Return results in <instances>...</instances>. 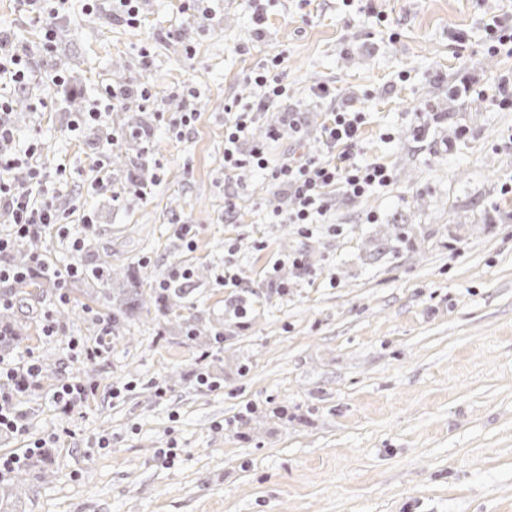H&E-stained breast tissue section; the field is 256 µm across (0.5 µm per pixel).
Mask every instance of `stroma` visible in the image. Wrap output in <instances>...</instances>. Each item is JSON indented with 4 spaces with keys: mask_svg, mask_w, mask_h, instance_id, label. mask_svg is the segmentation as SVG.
I'll use <instances>...</instances> for the list:
<instances>
[{
    "mask_svg": "<svg viewBox=\"0 0 512 512\" xmlns=\"http://www.w3.org/2000/svg\"><path fill=\"white\" fill-rule=\"evenodd\" d=\"M211 6L200 25L180 0H141L135 28L105 4L69 11L46 72L64 74L80 106L112 83L154 94L150 107L132 98L111 110L107 164L88 147L91 128L70 131L65 98L33 110L50 93L45 73L23 91L0 86L16 131L39 142L72 235L84 234V215L96 222L83 265L111 253L118 276L136 270L150 288L172 268L193 271L179 283L182 308L136 319L131 339L110 338L95 362L75 361L69 342L106 327L118 277L92 298L70 289L80 315L60 336L42 334L56 289L15 297L29 339L13 357L54 364L20 402L27 433L0 434V456L47 444L49 475L21 488V512H512V194L502 190L512 110L473 93L512 76V56L489 53L483 31L487 14H512V0H268L260 28L251 0ZM276 53L288 95L252 126L270 162L317 152L327 112L345 107L366 116L358 160L393 172L389 187L358 198L329 191L309 236L270 223L287 192L266 172L224 173V106L262 97L247 76ZM321 85L331 97L317 96ZM190 101L197 120L171 128ZM135 113L147 142L126 135ZM292 118L304 140L269 139ZM139 167L146 197L115 200ZM177 224L194 225L193 246ZM296 252L310 273L282 268L280 293L266 271ZM228 258L242 272L236 288L216 281ZM243 299L247 318H229ZM197 325L205 340H188ZM202 371L212 386L198 383ZM67 376L93 390L64 414L49 392ZM172 445L171 462L162 451Z\"/></svg>",
    "mask_w": 512,
    "mask_h": 512,
    "instance_id": "obj_1",
    "label": "stroma"
}]
</instances>
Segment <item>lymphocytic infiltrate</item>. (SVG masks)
<instances>
[{"instance_id": "obj_1", "label": "lymphocytic infiltrate", "mask_w": 512, "mask_h": 512, "mask_svg": "<svg viewBox=\"0 0 512 512\" xmlns=\"http://www.w3.org/2000/svg\"><path fill=\"white\" fill-rule=\"evenodd\" d=\"M31 21L42 29L37 55L50 56L55 50L53 22L65 15L71 0H21ZM33 55L20 49L15 32L0 30V73L8 75L18 89H25L33 69ZM253 81L264 89V96L255 104L225 106L224 169L232 172L248 165L268 171L272 180L286 186L290 206L278 212L280 223L297 225L300 232L312 233L319 217L327 209L328 190H336L349 197H360L371 190L389 186L393 180L391 170L376 160L355 162L352 151L357 147L364 116L359 112L336 110L328 113L321 133V152L300 159L284 158L270 165L265 149L256 144L249 151L241 146L250 135L255 112L267 109L270 103L282 97L286 88L278 78L264 72L253 75ZM137 97L143 105H150L152 93L148 86L109 85L99 103L80 112L78 124L100 123L106 118L111 105ZM10 108L9 101L0 99V210L10 216V230L0 233V255L7 253L15 238L46 231L68 240L72 255H79L85 240L71 237L70 228L47 196L44 186L46 173L38 166L28 168V186L19 189L11 174L21 158L32 159L38 152L37 140L20 142L15 129L4 119L2 112ZM42 368L37 357L13 362L0 356V430L25 434L26 425L17 409L20 395L39 387Z\"/></svg>"}]
</instances>
